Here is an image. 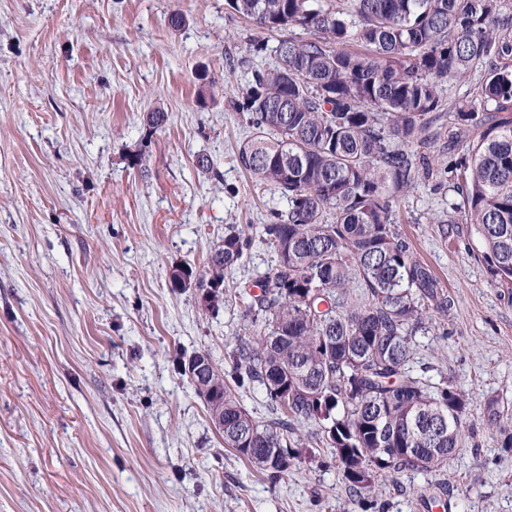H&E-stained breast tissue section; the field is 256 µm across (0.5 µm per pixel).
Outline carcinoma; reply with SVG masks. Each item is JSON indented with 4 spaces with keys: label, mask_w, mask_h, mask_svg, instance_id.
Returning <instances> with one entry per match:
<instances>
[{
    "label": "carcinoma",
    "mask_w": 512,
    "mask_h": 512,
    "mask_svg": "<svg viewBox=\"0 0 512 512\" xmlns=\"http://www.w3.org/2000/svg\"><path fill=\"white\" fill-rule=\"evenodd\" d=\"M256 27L299 31L275 47L232 100L253 132L238 149L252 179L287 208L261 226L276 263L248 288L224 287L253 239L225 228L205 269L173 267L170 285L196 280L208 312L241 303L248 332L195 382L209 415H224V447L283 478L302 460L294 424L321 425L352 504L363 509L377 474L438 472L472 429L468 394L413 373L415 338L431 313L448 318L444 289L402 237L395 200L433 175L421 148L439 137L450 80L475 72L460 129L479 139L454 163L490 273L512 284V12L506 0H227ZM362 288L352 298L353 286ZM263 330L258 332L256 327ZM258 387L276 415L258 424L237 390ZM499 401L483 419L512 454V425Z\"/></svg>",
    "instance_id": "carcinoma-1"
}]
</instances>
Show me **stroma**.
Segmentation results:
<instances>
[{
	"label": "stroma",
	"instance_id": "stroma-1",
	"mask_svg": "<svg viewBox=\"0 0 512 512\" xmlns=\"http://www.w3.org/2000/svg\"><path fill=\"white\" fill-rule=\"evenodd\" d=\"M252 38L269 49L245 64ZM277 39L225 0H0V512H348L331 449L271 481L225 448L181 371L197 352L224 365L244 320L172 291V267L202 270L226 225L285 206L238 163L251 129L224 94L275 64ZM455 181H418L396 222L451 301L413 367L468 393L478 421L489 399L512 407V285L490 274ZM273 263L254 240L224 283ZM376 486L372 512L432 494L512 512V456L482 429L442 471Z\"/></svg>",
	"mask_w": 512,
	"mask_h": 512
}]
</instances>
